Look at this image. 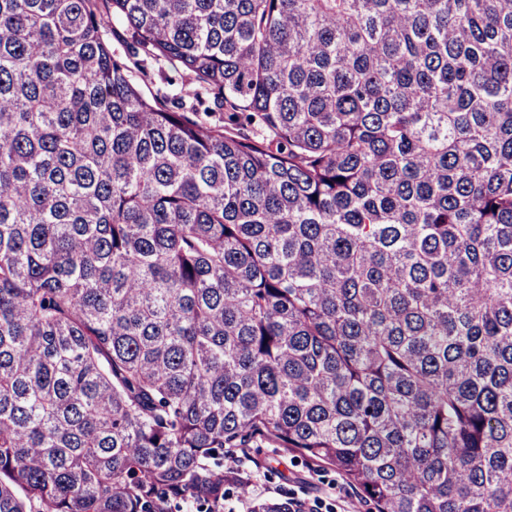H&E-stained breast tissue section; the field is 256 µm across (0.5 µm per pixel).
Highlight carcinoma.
Wrapping results in <instances>:
<instances>
[{
	"mask_svg": "<svg viewBox=\"0 0 512 512\" xmlns=\"http://www.w3.org/2000/svg\"><path fill=\"white\" fill-rule=\"evenodd\" d=\"M111 6L192 115L0 0V512H219L262 443L512 512V0Z\"/></svg>",
	"mask_w": 512,
	"mask_h": 512,
	"instance_id": "cac0c4a2",
	"label": "carcinoma"
}]
</instances>
